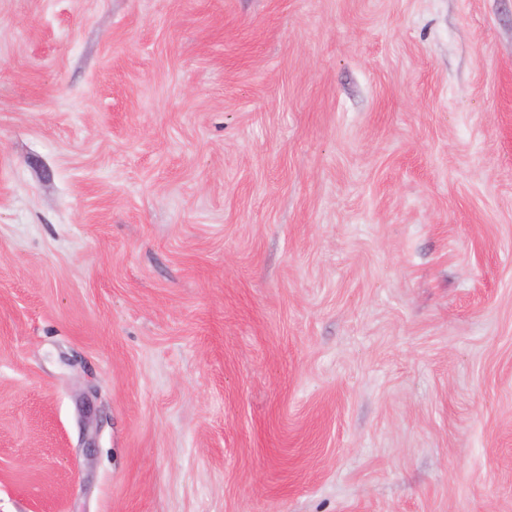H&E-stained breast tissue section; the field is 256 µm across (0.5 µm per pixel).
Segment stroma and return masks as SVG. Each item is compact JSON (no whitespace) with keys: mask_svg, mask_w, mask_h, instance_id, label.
Wrapping results in <instances>:
<instances>
[{"mask_svg":"<svg viewBox=\"0 0 512 512\" xmlns=\"http://www.w3.org/2000/svg\"><path fill=\"white\" fill-rule=\"evenodd\" d=\"M0 512H512V0H0Z\"/></svg>","mask_w":512,"mask_h":512,"instance_id":"obj_1","label":"stroma"}]
</instances>
